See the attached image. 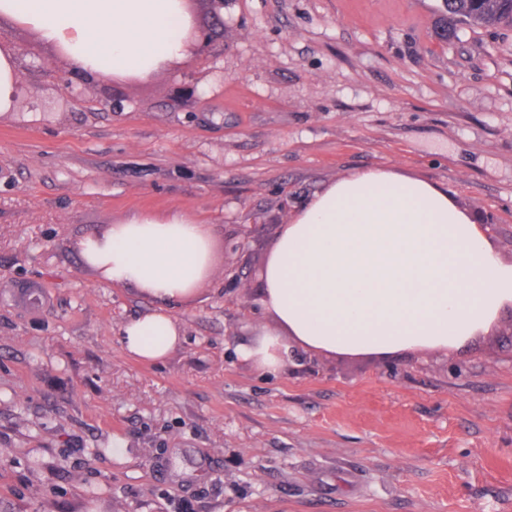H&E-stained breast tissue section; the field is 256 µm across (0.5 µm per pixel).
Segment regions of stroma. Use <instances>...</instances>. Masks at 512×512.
Listing matches in <instances>:
<instances>
[{
    "label": "stroma",
    "instance_id": "35a3bbf8",
    "mask_svg": "<svg viewBox=\"0 0 512 512\" xmlns=\"http://www.w3.org/2000/svg\"><path fill=\"white\" fill-rule=\"evenodd\" d=\"M445 14L224 0L208 59L135 81L73 78L69 56L0 22L25 90L0 112V497L16 512H512L499 327L274 370L238 353L272 328L260 288L280 225L353 171L446 187L512 261V28L448 41ZM173 211L205 225L211 274L173 312L178 346L140 361L120 328L150 299L103 283L79 243Z\"/></svg>",
    "mask_w": 512,
    "mask_h": 512
}]
</instances>
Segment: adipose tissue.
Listing matches in <instances>:
<instances>
[{"label":"adipose tissue","mask_w":512,"mask_h":512,"mask_svg":"<svg viewBox=\"0 0 512 512\" xmlns=\"http://www.w3.org/2000/svg\"><path fill=\"white\" fill-rule=\"evenodd\" d=\"M0 19L63 48L80 70L142 77L189 52L185 0H0ZM105 283L153 310L124 323V350L164 359L181 340L173 308L210 273L209 239L192 216L144 214L83 238ZM275 329L244 357L279 367L293 348L387 356L445 349L489 332L512 305V261L446 189L391 169L326 184L281 225L262 274Z\"/></svg>","instance_id":"ef3b65f1"}]
</instances>
